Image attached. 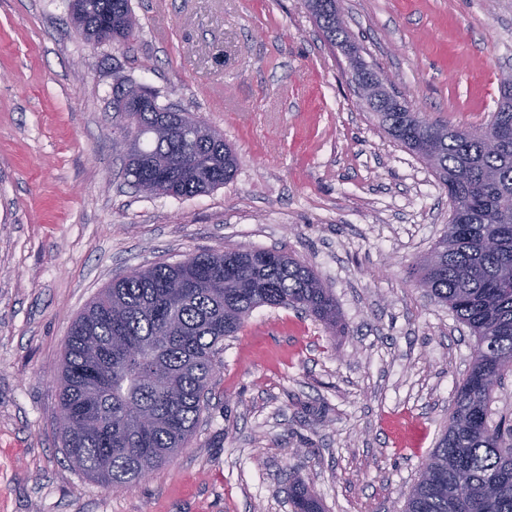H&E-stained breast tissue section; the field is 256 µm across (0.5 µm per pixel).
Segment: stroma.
Instances as JSON below:
<instances>
[{
    "mask_svg": "<svg viewBox=\"0 0 512 512\" xmlns=\"http://www.w3.org/2000/svg\"><path fill=\"white\" fill-rule=\"evenodd\" d=\"M128 44L86 46L69 0H0V512H402L475 339L416 288L448 192L354 93L303 0H131ZM364 62L432 121L487 124L512 69V0H338ZM202 118L232 181L150 197L124 175L116 78ZM277 249L336 299L325 329L256 309L224 339L188 445L104 489L56 435L73 319L112 280L192 253ZM290 501L294 512H322L318 499L304 486L296 485L290 490Z\"/></svg>",
    "mask_w": 512,
    "mask_h": 512,
    "instance_id": "obj_1",
    "label": "stroma"
}]
</instances>
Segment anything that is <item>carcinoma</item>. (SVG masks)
Here are the masks:
<instances>
[{"mask_svg": "<svg viewBox=\"0 0 512 512\" xmlns=\"http://www.w3.org/2000/svg\"><path fill=\"white\" fill-rule=\"evenodd\" d=\"M331 45L348 47L336 0H305ZM72 21L93 46L122 45L139 23L131 0H70ZM108 41H103V36ZM125 113L128 183L147 192L162 172L168 196L201 195L233 179L239 159L224 134L160 105L129 80L113 102ZM384 91L372 111L395 142L428 165L448 190L452 216L417 268L416 287L448 306L475 337L471 369L456 390L448 431L424 464L404 512H512V420L489 422L483 380L512 371V97L486 126L455 128L404 109ZM500 132L499 148L488 147ZM496 241L494 248L486 240ZM291 308L336 329V301L314 270L277 250L191 254L141 268L106 286L71 324L64 348L57 424L69 459L108 490L133 485L186 447L204 410L219 344L260 307ZM294 512H322L300 485Z\"/></svg>", "mask_w": 512, "mask_h": 512, "instance_id": "carcinoma-1", "label": "carcinoma"}]
</instances>
